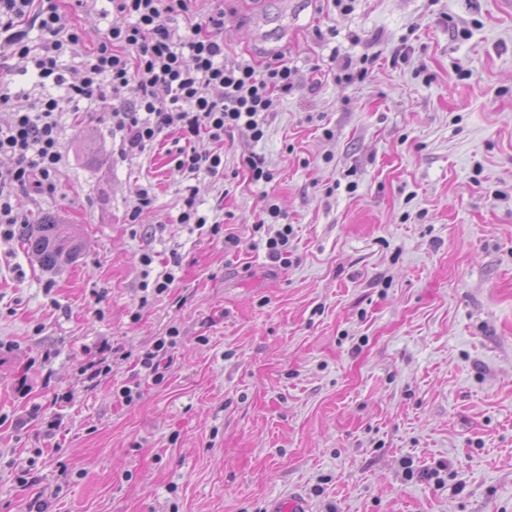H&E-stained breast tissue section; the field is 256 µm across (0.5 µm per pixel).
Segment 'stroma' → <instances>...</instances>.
Listing matches in <instances>:
<instances>
[{"label": "stroma", "instance_id": "1", "mask_svg": "<svg viewBox=\"0 0 512 512\" xmlns=\"http://www.w3.org/2000/svg\"><path fill=\"white\" fill-rule=\"evenodd\" d=\"M223 7L226 62L281 54L301 81L264 140L225 134L223 178H186L168 135L124 157L93 105L60 119L56 191L16 198L85 248L48 271L22 235L0 238V512L36 497L46 512H271L292 493L311 512H512V14ZM335 49L376 61L340 82ZM0 81L19 108L61 93L6 57ZM146 185L155 203L130 223ZM190 193L222 235L177 223ZM265 193L293 227L287 267L254 230ZM174 251V288L143 291ZM173 327L165 380L139 378L137 355ZM102 359L88 389L81 369ZM134 380L140 399L118 402ZM243 162L252 183L266 185L274 180V175L265 168L263 158L257 153L249 152Z\"/></svg>", "mask_w": 512, "mask_h": 512}]
</instances>
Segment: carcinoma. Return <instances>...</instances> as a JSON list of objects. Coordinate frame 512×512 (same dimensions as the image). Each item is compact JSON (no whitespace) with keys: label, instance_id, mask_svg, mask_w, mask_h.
<instances>
[{"label":"carcinoma","instance_id":"carcinoma-1","mask_svg":"<svg viewBox=\"0 0 512 512\" xmlns=\"http://www.w3.org/2000/svg\"><path fill=\"white\" fill-rule=\"evenodd\" d=\"M25 245L47 270H53L76 259L82 250V241L70 225L59 223L47 216L29 225Z\"/></svg>","mask_w":512,"mask_h":512}]
</instances>
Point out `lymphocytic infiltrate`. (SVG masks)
Returning a JSON list of instances; mask_svg holds the SVG:
<instances>
[{
  "label": "lymphocytic infiltrate",
  "instance_id": "f902f5d3",
  "mask_svg": "<svg viewBox=\"0 0 512 512\" xmlns=\"http://www.w3.org/2000/svg\"><path fill=\"white\" fill-rule=\"evenodd\" d=\"M120 25H109L97 48L80 55V78H69L62 59L77 53L78 28L69 24L58 0H0V53L9 52L42 82L63 88L30 111L15 113L0 127V155L12 164L0 169V235L15 236L26 217L16 194L56 189L64 162L59 118L63 108L79 111L98 103L106 110L124 154L143 153L167 132L182 141L177 168L195 176L224 174V135L247 128L254 141L265 137L267 119L278 100L294 89L295 72L283 59L264 66L224 60V11L191 12L190 0H111ZM186 24L170 25L171 15ZM38 39H30L31 31ZM207 138L212 150L194 142Z\"/></svg>",
  "mask_w": 512,
  "mask_h": 512
}]
</instances>
